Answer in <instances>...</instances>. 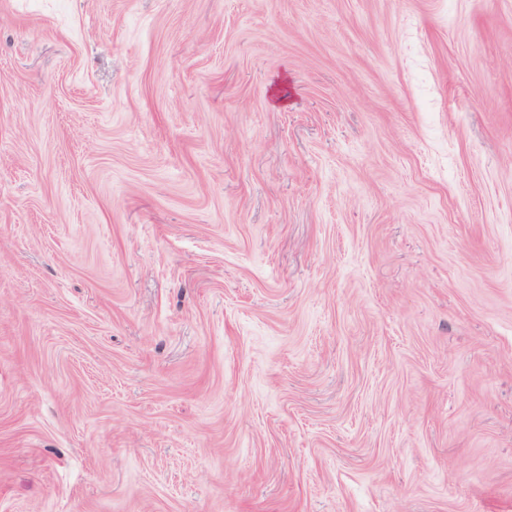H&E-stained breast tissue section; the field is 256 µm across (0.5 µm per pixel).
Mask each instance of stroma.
I'll use <instances>...</instances> for the list:
<instances>
[{"label": "stroma", "mask_w": 512, "mask_h": 512, "mask_svg": "<svg viewBox=\"0 0 512 512\" xmlns=\"http://www.w3.org/2000/svg\"><path fill=\"white\" fill-rule=\"evenodd\" d=\"M0 512H512V0H0Z\"/></svg>", "instance_id": "35a3bbf8"}]
</instances>
